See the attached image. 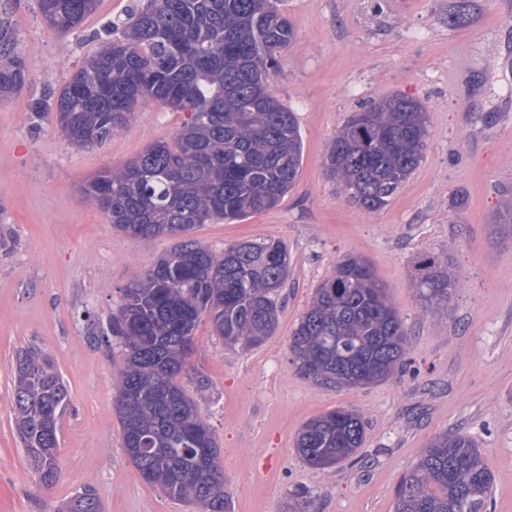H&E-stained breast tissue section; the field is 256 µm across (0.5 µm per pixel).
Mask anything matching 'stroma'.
<instances>
[{"mask_svg":"<svg viewBox=\"0 0 512 512\" xmlns=\"http://www.w3.org/2000/svg\"><path fill=\"white\" fill-rule=\"evenodd\" d=\"M148 0H99L59 34L38 0H0L31 76L0 102V512H59L92 489L103 512H194L147 484L128 460L113 408L121 356L101 338L121 290L170 251L172 236L116 231L83 195L99 172L172 139L186 118L141 101L111 140L71 147L53 115L32 127V98L59 92L94 53L95 35ZM449 0H280L296 38L269 89L297 118L303 156L274 208L199 225L214 252L251 240L288 252L274 335L225 347L209 315L181 379L214 431L233 512H287L294 488L309 512H394L399 478L437 436L461 433L493 475L491 512H512V0H476L470 23L448 24ZM422 101L428 137L419 167L378 213H364L325 170L337 130L376 97ZM446 258L463 286L423 309L413 284L422 254ZM349 256L385 284L408 336L406 365L387 381L338 389L301 376L289 336L314 289ZM40 349L70 404L58 426L59 474L44 486L15 430L14 366ZM346 407L365 420L355 462L322 471L294 450L311 418Z\"/></svg>","mask_w":512,"mask_h":512,"instance_id":"obj_1","label":"stroma"}]
</instances>
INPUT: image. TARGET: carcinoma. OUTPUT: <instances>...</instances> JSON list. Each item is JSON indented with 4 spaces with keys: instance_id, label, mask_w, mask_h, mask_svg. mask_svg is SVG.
I'll list each match as a JSON object with an SVG mask.
<instances>
[{
    "instance_id": "obj_1",
    "label": "carcinoma",
    "mask_w": 512,
    "mask_h": 512,
    "mask_svg": "<svg viewBox=\"0 0 512 512\" xmlns=\"http://www.w3.org/2000/svg\"><path fill=\"white\" fill-rule=\"evenodd\" d=\"M98 0H39L48 25L79 27ZM473 0H453L448 23H469ZM295 30L274 0H153L113 25L58 95L31 99L32 128L55 114L67 143L100 144L124 130L139 102L151 99L187 118L172 141H159L84 192L112 227L127 235L181 237L122 290L109 323L122 362L114 372L115 413L127 458L146 483L172 499L231 512L220 449L180 382L194 334L208 313L213 331L236 348L274 334L288 253L275 241H241L220 254L191 233L201 224L236 221L277 205L295 184L302 137L295 113L269 91L278 56ZM30 76L9 22L0 19V100ZM427 112L392 94L354 114L336 133L326 170L360 208L386 206L421 163ZM414 285L425 309L462 285L448 261L426 255ZM291 362L318 384L362 387L403 364L406 333L384 285L362 259L348 257L315 288L289 339ZM68 393L52 360L17 356L14 412L29 467L42 484L58 476V421ZM364 420L337 408L307 421L295 450L316 469L351 459ZM492 474L475 443L441 435L423 449L395 489V512H489ZM60 512H102L85 491Z\"/></svg>"
}]
</instances>
